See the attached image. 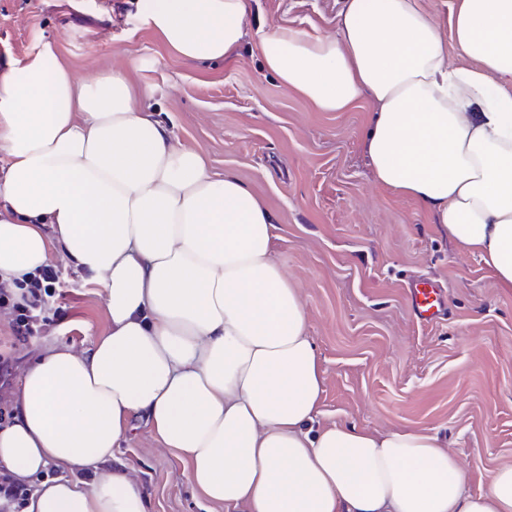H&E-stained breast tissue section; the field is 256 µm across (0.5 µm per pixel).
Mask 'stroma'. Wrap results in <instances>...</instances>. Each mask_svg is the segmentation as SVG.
I'll return each instance as SVG.
<instances>
[{"label":"stroma","mask_w":512,"mask_h":512,"mask_svg":"<svg viewBox=\"0 0 512 512\" xmlns=\"http://www.w3.org/2000/svg\"><path fill=\"white\" fill-rule=\"evenodd\" d=\"M247 28L330 33L343 0H246ZM57 46L79 80L119 71L181 147L201 151L216 178L233 172L277 224L273 249L301 291L324 376L318 420L374 431H429L448 440L473 491L512 466V289L460 251L421 201L378 186L364 139L372 109L317 112L262 67L251 42L215 62L170 54L137 0H0V68ZM67 320L14 344L0 317V350L25 371L40 348L89 350L111 323L103 288L63 267ZM444 289L448 311L420 322L412 280ZM135 474L148 512H225L184 476L185 464L135 420L114 452Z\"/></svg>","instance_id":"1"}]
</instances>
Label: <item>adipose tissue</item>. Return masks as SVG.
Masks as SVG:
<instances>
[{"label": "adipose tissue", "instance_id": "adipose-tissue-1", "mask_svg": "<svg viewBox=\"0 0 512 512\" xmlns=\"http://www.w3.org/2000/svg\"><path fill=\"white\" fill-rule=\"evenodd\" d=\"M186 61L248 33L245 0H138ZM449 59L421 0H345L336 31L257 27L264 68L318 112H375L376 182L512 288V0H451ZM114 72L74 81L56 48L0 69V280L54 257L89 271L111 332L48 346L0 427V467L34 483L23 512H148L112 466L141 419L226 512H512V467L483 490L441 437L319 425L323 393L274 219L232 174L173 144ZM64 475L47 478L49 464Z\"/></svg>", "mask_w": 512, "mask_h": 512}]
</instances>
